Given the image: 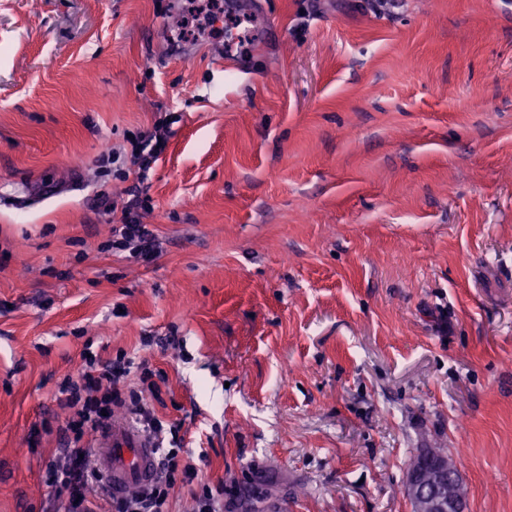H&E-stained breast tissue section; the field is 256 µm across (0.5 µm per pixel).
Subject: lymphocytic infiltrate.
I'll list each match as a JSON object with an SVG mask.
<instances>
[{
	"label": "lymphocytic infiltrate",
	"mask_w": 512,
	"mask_h": 512,
	"mask_svg": "<svg viewBox=\"0 0 512 512\" xmlns=\"http://www.w3.org/2000/svg\"><path fill=\"white\" fill-rule=\"evenodd\" d=\"M168 119L155 121L151 130L131 140L129 149L103 152L101 164L111 165L112 176L125 181H145L153 164L165 152L171 132ZM98 206L107 215L110 236L107 249L128 254L145 264L159 254V240L142 217L149 199L130 188L122 200L107 192L97 195ZM147 358L125 353L105 360L99 355L84 358L78 374L67 375L58 386L60 401L69 416L62 428L66 445L52 455L44 482L50 490L47 512H170V502L178 489L192 487L195 512H224L223 487L200 481L198 469L182 462L183 438L179 424L162 420L148 401L158 395ZM125 411L142 430L158 440V480L148 488L123 497L112 496L102 472L90 467L92 455L85 437L109 427L115 410Z\"/></svg>",
	"instance_id": "f902f5d3"
}]
</instances>
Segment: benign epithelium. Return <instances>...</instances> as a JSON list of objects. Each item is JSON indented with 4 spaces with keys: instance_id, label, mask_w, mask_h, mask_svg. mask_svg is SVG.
Masks as SVG:
<instances>
[{
    "instance_id": "obj_1",
    "label": "benign epithelium",
    "mask_w": 512,
    "mask_h": 512,
    "mask_svg": "<svg viewBox=\"0 0 512 512\" xmlns=\"http://www.w3.org/2000/svg\"><path fill=\"white\" fill-rule=\"evenodd\" d=\"M432 484L420 483L417 468L410 469L405 486L412 512H465L466 499L457 492L454 475L448 472V461L431 462Z\"/></svg>"
}]
</instances>
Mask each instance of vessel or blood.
<instances>
[{
    "mask_svg": "<svg viewBox=\"0 0 512 512\" xmlns=\"http://www.w3.org/2000/svg\"><path fill=\"white\" fill-rule=\"evenodd\" d=\"M95 447L98 466L107 476L112 493L144 487L154 480V442L130 422H113L98 434Z\"/></svg>",
    "mask_w": 512,
    "mask_h": 512,
    "instance_id": "obj_1",
    "label": "vessel or blood"
}]
</instances>
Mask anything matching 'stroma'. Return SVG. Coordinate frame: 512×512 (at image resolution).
<instances>
[{"label":"stroma","mask_w":512,"mask_h":512,"mask_svg":"<svg viewBox=\"0 0 512 512\" xmlns=\"http://www.w3.org/2000/svg\"><path fill=\"white\" fill-rule=\"evenodd\" d=\"M260 2L228 75L187 0H0V512H42L88 347L164 376L224 512H410L439 446L512 512V0ZM169 112L133 263L98 159ZM126 198L118 203L109 193L100 191L98 207L108 215L110 236L106 250L128 252L131 260L149 264L159 254V240L150 224H142L143 214L149 209V197L143 196L136 187L125 190Z\"/></svg>","instance_id":"35a3bbf8"}]
</instances>
